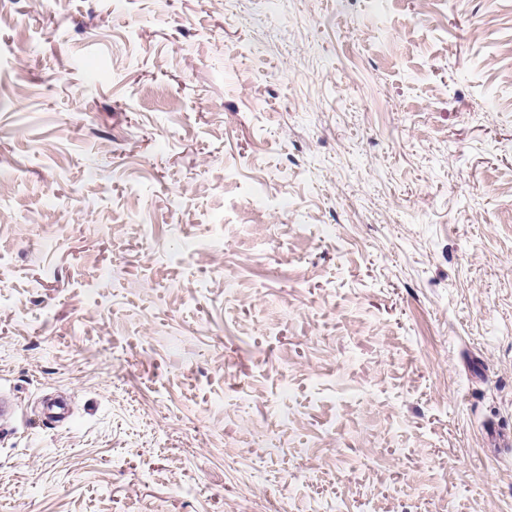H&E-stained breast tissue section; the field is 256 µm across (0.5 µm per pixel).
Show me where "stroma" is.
<instances>
[{
    "label": "stroma",
    "mask_w": 512,
    "mask_h": 512,
    "mask_svg": "<svg viewBox=\"0 0 512 512\" xmlns=\"http://www.w3.org/2000/svg\"><path fill=\"white\" fill-rule=\"evenodd\" d=\"M0 184V512H512V0H0Z\"/></svg>",
    "instance_id": "35a3bbf8"
}]
</instances>
